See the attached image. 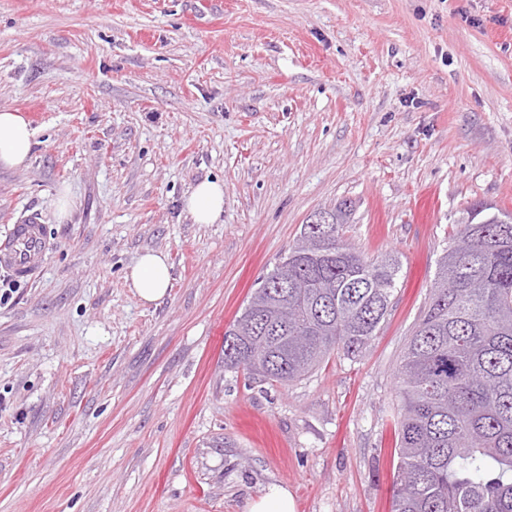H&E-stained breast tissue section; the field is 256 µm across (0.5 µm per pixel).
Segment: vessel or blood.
I'll return each mask as SVG.
<instances>
[{"label": "vessel or blood", "instance_id": "vessel-or-blood-1", "mask_svg": "<svg viewBox=\"0 0 512 512\" xmlns=\"http://www.w3.org/2000/svg\"><path fill=\"white\" fill-rule=\"evenodd\" d=\"M49 248L42 225L24 220L13 225L10 233L0 240V268L15 280H34L44 267Z\"/></svg>", "mask_w": 512, "mask_h": 512}]
</instances>
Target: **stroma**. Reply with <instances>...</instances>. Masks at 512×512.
<instances>
[{"instance_id":"obj_1","label":"stroma","mask_w":512,"mask_h":512,"mask_svg":"<svg viewBox=\"0 0 512 512\" xmlns=\"http://www.w3.org/2000/svg\"><path fill=\"white\" fill-rule=\"evenodd\" d=\"M0 237L41 274L0 304V512H391L398 369L461 209L512 211V0H0ZM224 183V213L184 199ZM68 197L67 216L59 201ZM401 272L377 335L303 379L224 333L317 209ZM167 254L151 306L125 271ZM223 447H214V440ZM35 130L16 111L0 109V168L25 167L34 144ZM185 208L197 224H213L224 213V184L204 180L197 183L185 200ZM49 248L41 224L32 219L13 224L0 242V266L17 281H33L44 267ZM249 512H295L294 501L287 488L273 485L252 504Z\"/></svg>"}]
</instances>
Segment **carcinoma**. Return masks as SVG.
I'll use <instances>...</instances> for the list:
<instances>
[{"instance_id": "carcinoma-1", "label": "carcinoma", "mask_w": 512, "mask_h": 512, "mask_svg": "<svg viewBox=\"0 0 512 512\" xmlns=\"http://www.w3.org/2000/svg\"><path fill=\"white\" fill-rule=\"evenodd\" d=\"M353 204L308 220L224 333V367L289 384L362 352L401 267L346 243ZM512 213L463 209L400 363L392 512H512Z\"/></svg>"}]
</instances>
